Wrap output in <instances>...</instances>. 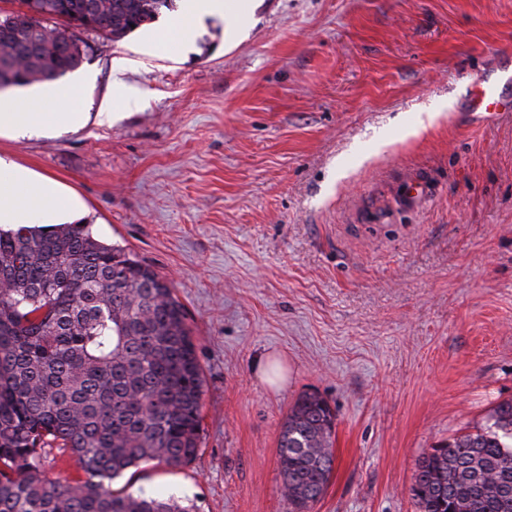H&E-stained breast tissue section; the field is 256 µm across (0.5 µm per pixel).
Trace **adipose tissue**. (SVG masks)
<instances>
[{"label":"adipose tissue","instance_id":"ef3b65f1","mask_svg":"<svg viewBox=\"0 0 512 512\" xmlns=\"http://www.w3.org/2000/svg\"><path fill=\"white\" fill-rule=\"evenodd\" d=\"M251 0H182L176 21L157 40L165 46L190 40L206 19L243 14ZM76 85H49L23 96L0 95V130L18 135L63 134L84 126L89 118ZM85 207L67 195L58 181L0 155V226L17 224H71Z\"/></svg>","mask_w":512,"mask_h":512}]
</instances>
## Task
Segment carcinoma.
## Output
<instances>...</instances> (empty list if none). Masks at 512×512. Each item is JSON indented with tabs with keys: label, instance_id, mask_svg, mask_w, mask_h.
Returning a JSON list of instances; mask_svg holds the SVG:
<instances>
[{
	"label": "carcinoma",
	"instance_id": "cac0c4a2",
	"mask_svg": "<svg viewBox=\"0 0 512 512\" xmlns=\"http://www.w3.org/2000/svg\"><path fill=\"white\" fill-rule=\"evenodd\" d=\"M0 62L53 81L80 68L89 36L118 42L176 0H6ZM203 371L185 306L168 282L84 224L0 230V512H196L173 495L112 489L128 469L197 456ZM336 415L320 396L293 405L278 441L284 495L313 512L329 483ZM57 445L84 477L50 478ZM419 512H512V400L491 423L416 464Z\"/></svg>",
	"mask_w": 512,
	"mask_h": 512
}]
</instances>
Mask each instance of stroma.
<instances>
[{"instance_id": "35a3bbf8", "label": "stroma", "mask_w": 512, "mask_h": 512, "mask_svg": "<svg viewBox=\"0 0 512 512\" xmlns=\"http://www.w3.org/2000/svg\"><path fill=\"white\" fill-rule=\"evenodd\" d=\"M169 20L95 39L66 77L85 126L0 136L188 312L198 454L115 487L291 512L277 444L308 392L336 413L315 512H416L418 459L512 399V113L477 124L465 104L512 59V0H254L165 52Z\"/></svg>"}]
</instances>
